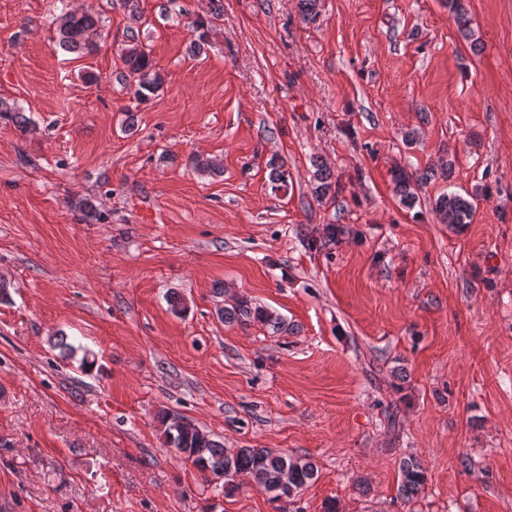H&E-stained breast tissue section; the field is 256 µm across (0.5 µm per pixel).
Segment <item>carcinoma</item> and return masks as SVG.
<instances>
[{
  "label": "carcinoma",
  "instance_id": "obj_1",
  "mask_svg": "<svg viewBox=\"0 0 512 512\" xmlns=\"http://www.w3.org/2000/svg\"><path fill=\"white\" fill-rule=\"evenodd\" d=\"M448 11L453 16L457 28L464 38L471 37L468 12L465 0H448ZM58 46L69 53L91 54L97 49L95 37L98 35V21L84 12L67 11L57 17ZM124 65L122 79L135 82L134 97L143 102L159 91L164 78L155 69L150 55L139 45L135 34L127 36V44L122 49ZM433 173L428 171L420 176L404 169L393 172L392 180L402 205L413 208L419 201L417 189L426 184ZM314 194L323 199L332 192L330 173L323 166H316ZM438 220L453 228H461L471 222L474 213L473 199L456 192L444 193L433 203ZM227 323L244 322L251 318L268 324L278 325L277 318L261 308H252L245 300H238L221 309ZM166 442L175 452L202 473H209L224 480V495L231 496L238 489L235 478L239 475L251 477L255 486L272 494L271 500L281 499L292 502L294 495L308 485L317 474L315 464L308 459L292 457L270 448H237L226 450L209 435L183 418L170 413L161 415ZM288 480L294 494L281 497L275 493L283 482ZM427 482L426 469L415 457L401 461L399 466V495L410 500L419 495Z\"/></svg>",
  "mask_w": 512,
  "mask_h": 512
}]
</instances>
